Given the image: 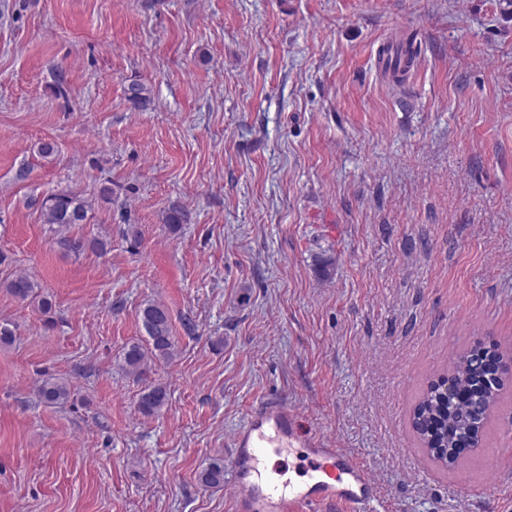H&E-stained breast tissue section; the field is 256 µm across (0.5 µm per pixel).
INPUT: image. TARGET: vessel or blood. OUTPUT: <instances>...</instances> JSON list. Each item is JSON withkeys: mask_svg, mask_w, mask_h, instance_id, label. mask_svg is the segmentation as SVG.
<instances>
[{"mask_svg": "<svg viewBox=\"0 0 512 512\" xmlns=\"http://www.w3.org/2000/svg\"><path fill=\"white\" fill-rule=\"evenodd\" d=\"M235 512H372L378 485L367 466L303 424L286 402L261 403L232 439ZM294 456L305 478L270 476L271 453Z\"/></svg>", "mask_w": 512, "mask_h": 512, "instance_id": "obj_1", "label": "vessel or blood"}]
</instances>
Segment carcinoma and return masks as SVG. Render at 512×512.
<instances>
[{
    "instance_id": "carcinoma-1",
    "label": "carcinoma",
    "mask_w": 512,
    "mask_h": 512,
    "mask_svg": "<svg viewBox=\"0 0 512 512\" xmlns=\"http://www.w3.org/2000/svg\"><path fill=\"white\" fill-rule=\"evenodd\" d=\"M129 101L138 108L151 103V89L140 82L127 88ZM91 204L83 196L58 191L43 198L41 211L44 222L59 226L82 224L87 220ZM4 287L22 301L37 298L38 285L29 276L18 274L4 282ZM140 319L147 340L128 345L123 352L127 372L141 377L149 365L167 362L175 353L171 317L168 309L150 303L140 310ZM479 349H465L453 363L457 393L444 396L431 382L423 390L413 410L412 424L422 444L433 448H454L459 440L482 437L491 410L501 399L505 385L495 378L492 364ZM40 399L50 405L65 403L71 396L69 385L59 378H46L38 387ZM168 402L167 386L158 381L145 385L138 397V410L144 416L159 413ZM199 481L206 487L224 485V466L213 463L201 471Z\"/></svg>"
}]
</instances>
